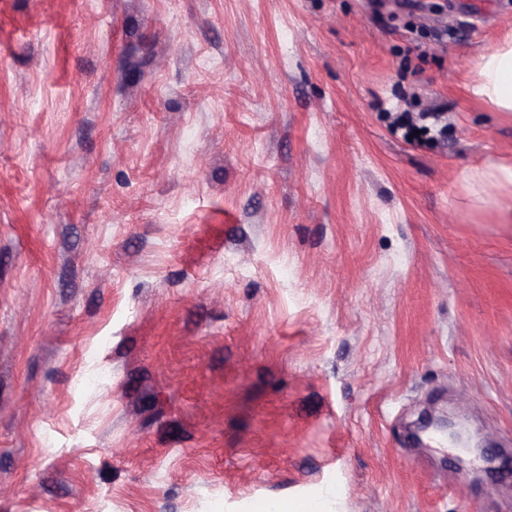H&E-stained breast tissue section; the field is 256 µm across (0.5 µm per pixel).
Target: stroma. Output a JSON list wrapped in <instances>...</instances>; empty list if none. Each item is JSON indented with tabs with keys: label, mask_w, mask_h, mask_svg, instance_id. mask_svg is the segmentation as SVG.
<instances>
[{
	"label": "stroma",
	"mask_w": 512,
	"mask_h": 512,
	"mask_svg": "<svg viewBox=\"0 0 512 512\" xmlns=\"http://www.w3.org/2000/svg\"><path fill=\"white\" fill-rule=\"evenodd\" d=\"M510 31L512 0H0V512H512V112L467 91ZM436 105L409 144L392 108ZM326 512L327 503L325 500L292 498L278 503L263 502L256 505L254 512Z\"/></svg>",
	"instance_id": "stroma-1"
}]
</instances>
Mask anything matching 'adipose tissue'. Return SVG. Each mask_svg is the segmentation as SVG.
Listing matches in <instances>:
<instances>
[{
	"label": "adipose tissue",
	"mask_w": 512,
	"mask_h": 512,
	"mask_svg": "<svg viewBox=\"0 0 512 512\" xmlns=\"http://www.w3.org/2000/svg\"><path fill=\"white\" fill-rule=\"evenodd\" d=\"M470 95L496 112H512V34L482 54L468 85Z\"/></svg>",
	"instance_id": "adipose-tissue-1"
}]
</instances>
